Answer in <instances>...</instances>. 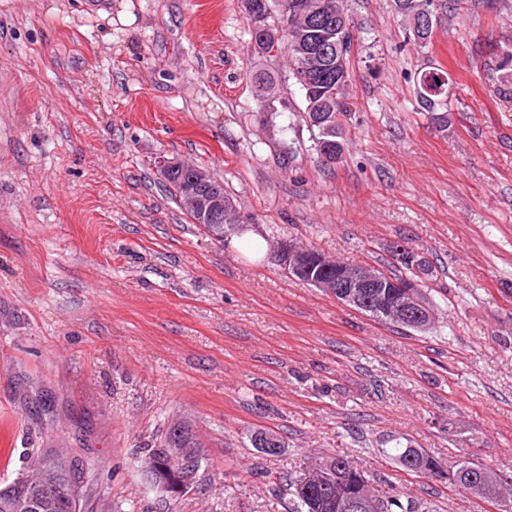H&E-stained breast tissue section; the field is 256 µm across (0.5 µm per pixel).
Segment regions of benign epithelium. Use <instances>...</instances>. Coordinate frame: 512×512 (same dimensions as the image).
I'll return each mask as SVG.
<instances>
[{
  "label": "benign epithelium",
  "mask_w": 512,
  "mask_h": 512,
  "mask_svg": "<svg viewBox=\"0 0 512 512\" xmlns=\"http://www.w3.org/2000/svg\"><path fill=\"white\" fill-rule=\"evenodd\" d=\"M243 6L253 34L251 49L264 55L275 53L273 47L277 46L280 37L288 29V23L276 27L268 23L267 0H243ZM184 166L185 162L176 157L161 155L155 160L156 170L165 181L173 172ZM179 200L182 208L195 216L196 223L223 225V233L219 239L226 244L235 232L243 228L241 224L224 223V214L235 212V206L224 199V184L213 181L211 173L205 168H195L194 175L180 184ZM269 258L291 278L304 275L314 265L328 267L332 262V259L315 254L290 240L273 244ZM335 269V275L317 281V285L338 296L340 301L356 306H368L380 297L383 302L382 315L388 321L408 318L413 320L420 330H425L431 325L432 312L418 298L417 282L398 284L396 289L388 291V284L385 283L380 270L372 265H337ZM77 482L78 478L71 476L63 484L56 475L49 473L42 485V495L29 499L24 503V508L29 512H41L48 501L73 496L77 490ZM304 484L328 492L326 508L331 512H357L359 508H366L368 512H379L380 505L377 502L367 504L348 493H334L329 475L313 466L305 473Z\"/></svg>",
  "instance_id": "7a95c632"
}]
</instances>
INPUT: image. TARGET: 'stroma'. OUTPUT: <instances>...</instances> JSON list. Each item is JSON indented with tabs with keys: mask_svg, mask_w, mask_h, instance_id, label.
I'll return each mask as SVG.
<instances>
[{
	"mask_svg": "<svg viewBox=\"0 0 512 512\" xmlns=\"http://www.w3.org/2000/svg\"><path fill=\"white\" fill-rule=\"evenodd\" d=\"M348 8L345 152L327 166L287 54L249 52L241 0H0V479L68 448L112 475L89 512H288L271 478L339 453L435 512H501L387 452L408 439L512 480V99L487 51L512 43V0H468L426 45L393 0ZM434 64L453 81L444 127L414 95ZM161 155L207 168L259 237L351 265L428 257L432 329L217 242L165 191ZM175 421L204 462L170 499L140 458ZM259 430L280 455L252 448Z\"/></svg>",
	"mask_w": 512,
	"mask_h": 512,
	"instance_id": "35a3bbf8",
	"label": "stroma"
}]
</instances>
